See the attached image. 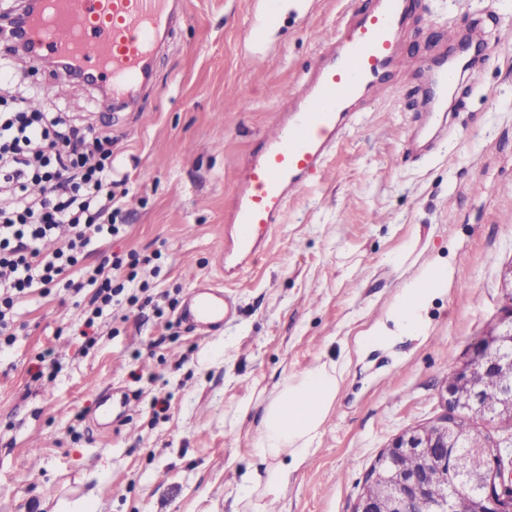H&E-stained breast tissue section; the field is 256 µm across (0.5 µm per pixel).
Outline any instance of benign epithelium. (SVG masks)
Listing matches in <instances>:
<instances>
[{
    "label": "benign epithelium",
    "mask_w": 512,
    "mask_h": 512,
    "mask_svg": "<svg viewBox=\"0 0 512 512\" xmlns=\"http://www.w3.org/2000/svg\"><path fill=\"white\" fill-rule=\"evenodd\" d=\"M505 303L498 322L479 339L469 358L451 370L452 379L442 396L445 412L432 424L410 428L395 438L368 473L354 512H429L432 501L448 491L428 480L430 469L446 468L466 478V435L458 416L512 417V264L504 271ZM500 381L499 398L489 404L480 382ZM486 472L477 477L487 508L482 512H512V478L504 477L501 453L486 449ZM411 455L421 461L405 469L399 459Z\"/></svg>",
    "instance_id": "1"
}]
</instances>
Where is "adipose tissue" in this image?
<instances>
[{
  "instance_id": "1",
  "label": "adipose tissue",
  "mask_w": 512,
  "mask_h": 512,
  "mask_svg": "<svg viewBox=\"0 0 512 512\" xmlns=\"http://www.w3.org/2000/svg\"><path fill=\"white\" fill-rule=\"evenodd\" d=\"M343 381V367L322 363L288 377L269 401L258 442L268 462L260 478L264 495H276L287 484L291 466L314 452Z\"/></svg>"
}]
</instances>
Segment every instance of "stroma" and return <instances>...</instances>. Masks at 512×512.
<instances>
[{
  "instance_id": "1",
  "label": "stroma",
  "mask_w": 512,
  "mask_h": 512,
  "mask_svg": "<svg viewBox=\"0 0 512 512\" xmlns=\"http://www.w3.org/2000/svg\"><path fill=\"white\" fill-rule=\"evenodd\" d=\"M263 42L248 39L259 0H183L153 82L111 111L98 87L53 69L25 83L66 84L57 104L112 134L129 178L125 237L103 251L154 257L139 273L154 297L100 319L94 345L76 336L64 291L18 305L21 329L0 354V512H50L93 496L96 512H235L266 464L256 453L265 404L291 374L348 359L315 452L266 512H353L367 474L405 430L444 412L447 374L504 304L512 265V0H413L402 51L431 60L456 51L448 26L488 44L448 103L436 150L414 161L402 143L427 121L418 73L402 69L369 93L359 121L328 158L326 176L290 199L265 250L224 279V217L236 178L267 127L288 112L318 61L317 36L361 0H287ZM440 267L448 283L423 308L420 332L391 317L404 286ZM222 286L237 311L199 334L180 319L197 280ZM391 333L380 348L355 337ZM52 350L54 379L34 380ZM133 397L127 423L97 418L99 394ZM168 409L155 414L154 396ZM38 433L37 449L27 437Z\"/></svg>"
}]
</instances>
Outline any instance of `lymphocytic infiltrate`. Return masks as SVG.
Listing matches in <instances>:
<instances>
[{
	"instance_id": "obj_1",
	"label": "lymphocytic infiltrate",
	"mask_w": 512,
	"mask_h": 512,
	"mask_svg": "<svg viewBox=\"0 0 512 512\" xmlns=\"http://www.w3.org/2000/svg\"><path fill=\"white\" fill-rule=\"evenodd\" d=\"M35 93L21 85L0 100V350L15 342L22 298L91 290L93 311L84 321L90 329L105 312L138 302L137 268L151 262L115 253L84 266L97 241L124 230L117 219L127 178L114 166L111 136L77 126L59 109L28 110ZM33 184L41 185L40 195L30 194ZM64 226L68 237L46 250Z\"/></svg>"
}]
</instances>
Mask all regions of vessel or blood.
I'll return each instance as SVG.
<instances>
[{
  "instance_id": "vessel-or-blood-1",
  "label": "vessel or blood",
  "mask_w": 512,
  "mask_h": 512,
  "mask_svg": "<svg viewBox=\"0 0 512 512\" xmlns=\"http://www.w3.org/2000/svg\"><path fill=\"white\" fill-rule=\"evenodd\" d=\"M23 41L33 63L67 58L71 71L101 80L109 89L104 111L117 98H133L150 79L158 43L172 30L168 0H30ZM280 0H263L251 41L278 21ZM412 0H371L370 7L341 21L321 43L311 76L296 91L287 124L265 137L239 178L224 244V273L240 276L266 246L285 206L310 178L323 172L331 149L352 128L357 103L370 87L403 64L398 33ZM470 60H440L428 69L426 100L431 119L448 108V90ZM231 317L226 296L196 288L186 318L191 325L223 326Z\"/></svg>"
}]
</instances>
